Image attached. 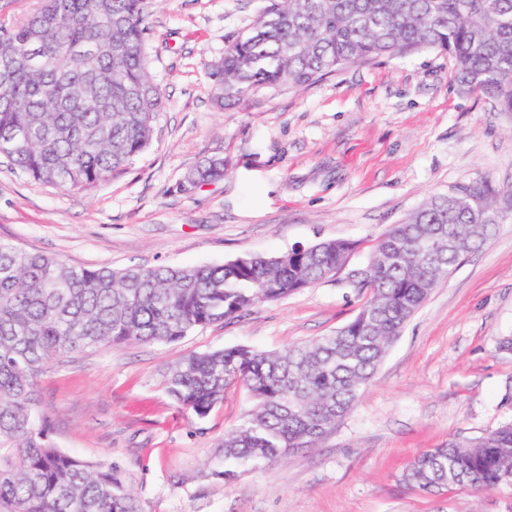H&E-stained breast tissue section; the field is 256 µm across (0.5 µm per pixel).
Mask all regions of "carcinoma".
<instances>
[{
    "mask_svg": "<svg viewBox=\"0 0 512 512\" xmlns=\"http://www.w3.org/2000/svg\"><path fill=\"white\" fill-rule=\"evenodd\" d=\"M147 31L145 0H40L25 19L0 23V155L62 189L123 173L149 146L163 106L146 66ZM423 49L447 54L461 88L512 114V0H270L212 64L214 100L224 109L262 88H297ZM223 177L224 160L214 159L185 183ZM509 212L512 187L458 184L375 240L346 278L367 299L334 333L281 352L194 353L168 368L165 392L199 417L232 388L253 401L224 434V481L240 466L313 448L335 429L431 291ZM353 250L334 239L251 254L244 265L114 270L0 242V512H141L116 465L83 461L50 439L37 390L50 363L88 349L179 341L324 281ZM403 480L425 492L512 482V422L423 451Z\"/></svg>",
    "mask_w": 512,
    "mask_h": 512,
    "instance_id": "obj_1",
    "label": "carcinoma"
}]
</instances>
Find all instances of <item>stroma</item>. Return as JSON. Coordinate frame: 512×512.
I'll use <instances>...</instances> for the list:
<instances>
[{"mask_svg":"<svg viewBox=\"0 0 512 512\" xmlns=\"http://www.w3.org/2000/svg\"><path fill=\"white\" fill-rule=\"evenodd\" d=\"M266 0H146L148 69L163 94L149 147L88 190L37 182L0 156V241L70 266L173 267L373 240L427 198L486 178L512 186V115L461 89L428 49L345 67L298 89H261L217 111L209 65ZM210 158L223 179L184 187ZM344 276L176 343L74 353L38 379L57 447L117 463L141 512H512V487L426 493L401 475L422 451L512 422V214L429 295L374 377L317 447L224 482L225 431L250 403L207 417L175 405L163 376L234 345L274 351L334 332L364 303Z\"/></svg>","mask_w":512,"mask_h":512,"instance_id":"stroma-1","label":"stroma"}]
</instances>
